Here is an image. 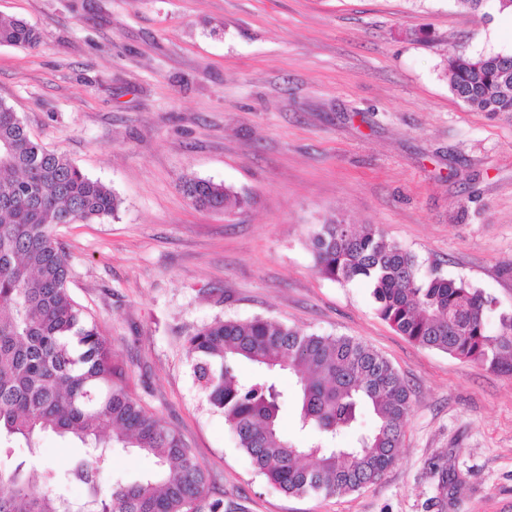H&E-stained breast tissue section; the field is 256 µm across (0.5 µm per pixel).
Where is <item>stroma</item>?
Returning <instances> with one entry per match:
<instances>
[{
  "instance_id": "35a3bbf8",
  "label": "stroma",
  "mask_w": 512,
  "mask_h": 512,
  "mask_svg": "<svg viewBox=\"0 0 512 512\" xmlns=\"http://www.w3.org/2000/svg\"><path fill=\"white\" fill-rule=\"evenodd\" d=\"M458 0H0L38 30L0 46V101L31 136L122 200L63 224L70 289L177 429L223 512H512V376L423 347L381 320L369 287L313 268L311 237L375 225L512 311V117L448 86L451 52L512 53V13ZM248 194L195 207L185 177ZM275 319L385 356L412 407L395 464L348 494L289 496L238 448L186 351L214 319ZM151 457L114 449L101 481ZM454 474L447 495L437 472Z\"/></svg>"
}]
</instances>
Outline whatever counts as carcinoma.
Masks as SVG:
<instances>
[{
    "instance_id": "carcinoma-1",
    "label": "carcinoma",
    "mask_w": 512,
    "mask_h": 512,
    "mask_svg": "<svg viewBox=\"0 0 512 512\" xmlns=\"http://www.w3.org/2000/svg\"><path fill=\"white\" fill-rule=\"evenodd\" d=\"M512 12V0H458L484 18L486 3ZM39 33L0 18V46L34 48ZM451 93L483 112L512 114V54L447 58ZM183 191L198 208L230 214L248 204L233 188L189 178ZM121 199L87 177L65 154L29 136L12 107L0 102V443L24 441L39 459L38 438L70 437L84 456L66 470L86 488L72 499L43 484L23 464L0 468V512H221L206 502L207 475L180 434L130 390L129 375L109 338L70 293L60 224L115 215ZM314 270L371 288L380 319L410 341L512 376V312L487 319L493 298L436 270L369 225L337 219L312 241ZM195 380L234 433L237 445L268 482L287 495L358 491L395 463L411 395L393 365L364 343L307 332L279 321L216 318L187 339ZM242 362L262 369L243 382ZM287 372L297 388V427L311 435L281 436L278 413L288 397L277 381ZM375 426L360 430L366 412ZM114 448L156 458V471L104 489L99 474Z\"/></svg>"
}]
</instances>
